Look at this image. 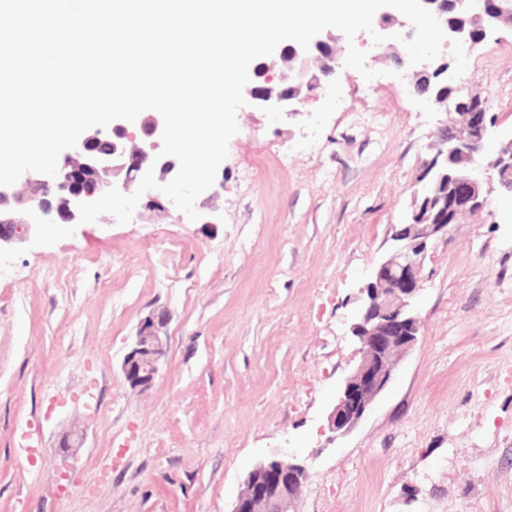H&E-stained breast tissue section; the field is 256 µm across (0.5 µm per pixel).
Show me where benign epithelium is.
Segmentation results:
<instances>
[{
  "mask_svg": "<svg viewBox=\"0 0 512 512\" xmlns=\"http://www.w3.org/2000/svg\"><path fill=\"white\" fill-rule=\"evenodd\" d=\"M438 19L447 36L445 44L466 47L473 52L498 30L512 29V10L499 0H422ZM383 35L414 33L412 24L401 21L393 8L384 7L373 20ZM347 47L341 35L321 32L303 50L291 41L274 55L294 66L272 87L253 83L245 91L253 107L276 114L300 112L303 88H319L321 82L310 74L317 64L323 76L336 74ZM414 78L413 88L426 86L418 97L454 110L456 118L438 128L437 152L426 165V184L421 199L414 201L408 222L397 224L391 235L393 246L373 271L372 281L362 289L363 297L351 325L358 343V362L345 378L327 415V427L342 435L354 428L369 412L376 399L392 382L399 356L409 351L421 332L416 310L423 290L424 265L431 242L448 234L449 227L467 214L483 210L487 195L477 169L496 173L499 192L512 197V146L492 155L483 153L494 121L486 110L483 89L466 86L450 64L433 62L407 65ZM133 123L115 120L106 129L84 132L76 147L60 154L55 177L35 172L23 174L11 186H0V249L40 233L43 223H79L78 205L92 202L112 188L127 195L132 183L155 166V178L164 184L174 178L179 166L161 152L164 121L157 112L145 113L140 135L130 132ZM113 138L112 153L99 151L101 137ZM165 199L148 190L139 200L137 216L164 209ZM162 316H147L139 324L135 340L125 354L121 369L132 388L152 386L165 354L161 331ZM306 479V469L284 452H276L257 463L246 475L243 488L231 512H294Z\"/></svg>",
  "mask_w": 512,
  "mask_h": 512,
  "instance_id": "7a95c632",
  "label": "benign epithelium"
}]
</instances>
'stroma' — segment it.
Listing matches in <instances>:
<instances>
[{
	"mask_svg": "<svg viewBox=\"0 0 512 512\" xmlns=\"http://www.w3.org/2000/svg\"><path fill=\"white\" fill-rule=\"evenodd\" d=\"M367 80L288 117L241 107L219 166L215 222L164 211L128 223L49 224L0 252V512H231L251 467L293 455L295 512H512V202L434 240L421 334L347 435L325 427L358 360L360 290L389 254L445 113L396 78L401 44L359 42ZM512 132V29L460 61ZM381 125H353L361 103ZM166 315L146 390L122 360ZM85 435L61 454L62 435ZM40 452L23 453L26 435Z\"/></svg>",
	"mask_w": 512,
	"mask_h": 512,
	"instance_id": "stroma-1",
	"label": "stroma"
}]
</instances>
